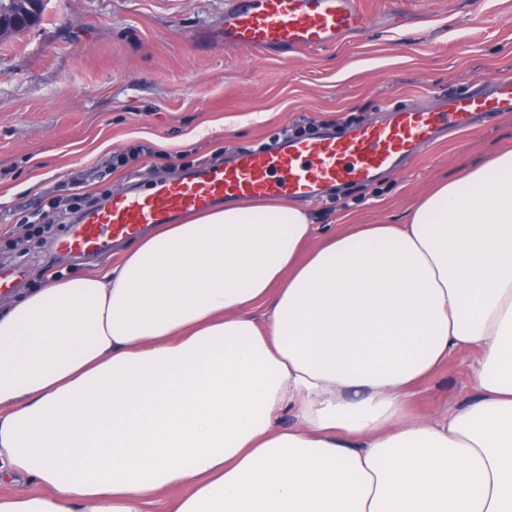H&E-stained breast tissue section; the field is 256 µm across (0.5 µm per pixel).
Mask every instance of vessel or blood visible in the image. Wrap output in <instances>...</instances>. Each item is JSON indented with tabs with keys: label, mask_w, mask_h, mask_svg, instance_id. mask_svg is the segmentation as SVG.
Here are the masks:
<instances>
[{
	"label": "vessel or blood",
	"mask_w": 512,
	"mask_h": 512,
	"mask_svg": "<svg viewBox=\"0 0 512 512\" xmlns=\"http://www.w3.org/2000/svg\"><path fill=\"white\" fill-rule=\"evenodd\" d=\"M366 25L359 0H230L224 9V46L285 54L335 44ZM508 112L512 73L491 83L477 79L466 93H449L431 108L409 104L392 110L384 122L245 149L224 164L158 180L145 190L115 193L67 225L56 243L70 254L101 257L113 241L137 237L147 226L176 223L223 200L315 201L337 185L368 183L396 168L439 131L464 130L476 117Z\"/></svg>",
	"instance_id": "1"
}]
</instances>
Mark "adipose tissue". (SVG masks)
Wrapping results in <instances>:
<instances>
[{
	"instance_id": "1",
	"label": "adipose tissue",
	"mask_w": 512,
	"mask_h": 512,
	"mask_svg": "<svg viewBox=\"0 0 512 512\" xmlns=\"http://www.w3.org/2000/svg\"><path fill=\"white\" fill-rule=\"evenodd\" d=\"M314 231L220 206L0 309V512H512V149ZM464 353L478 395L409 418Z\"/></svg>"
}]
</instances>
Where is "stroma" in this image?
<instances>
[{
    "mask_svg": "<svg viewBox=\"0 0 512 512\" xmlns=\"http://www.w3.org/2000/svg\"><path fill=\"white\" fill-rule=\"evenodd\" d=\"M367 27L319 50L224 48V0H46L39 25L0 39V307L49 276L94 270L24 239L25 216L75 179L105 197L221 163L299 120L333 129L393 106L434 102L512 69V0H361ZM139 158L97 178L112 154ZM512 147V113L435 142L399 170L307 203L316 241L342 224H402L439 184ZM472 358L422 380L413 410L434 415L478 393Z\"/></svg>",
    "mask_w": 512,
    "mask_h": 512,
    "instance_id": "stroma-1",
    "label": "stroma"
}]
</instances>
